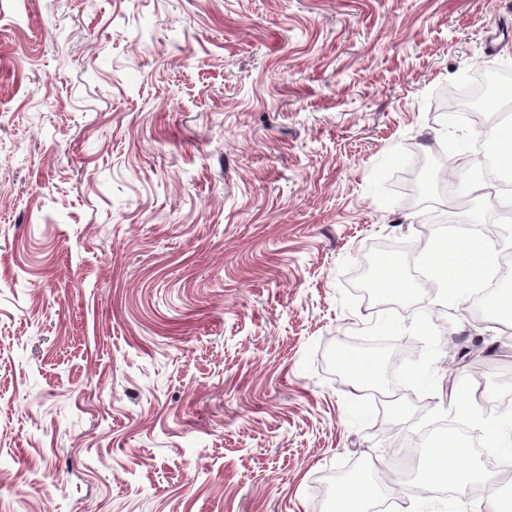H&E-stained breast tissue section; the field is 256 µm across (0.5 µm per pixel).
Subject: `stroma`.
<instances>
[{
    "instance_id": "1",
    "label": "stroma",
    "mask_w": 512,
    "mask_h": 512,
    "mask_svg": "<svg viewBox=\"0 0 512 512\" xmlns=\"http://www.w3.org/2000/svg\"><path fill=\"white\" fill-rule=\"evenodd\" d=\"M512 72V0H0V512H328L356 472L399 512H489L393 463L498 423L512 496V317L402 273L512 195L418 199L440 97ZM378 341L371 394L338 357ZM385 268L386 273L380 280V287L389 294L408 295L411 291L410 284L402 273L390 265H386Z\"/></svg>"
}]
</instances>
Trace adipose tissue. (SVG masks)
<instances>
[{
    "mask_svg": "<svg viewBox=\"0 0 512 512\" xmlns=\"http://www.w3.org/2000/svg\"><path fill=\"white\" fill-rule=\"evenodd\" d=\"M495 249L481 243L465 228H457L447 241L431 246L428 262L434 268L435 281L445 288L457 289L463 282H475L489 268Z\"/></svg>",
    "mask_w": 512,
    "mask_h": 512,
    "instance_id": "obj_1",
    "label": "adipose tissue"
}]
</instances>
